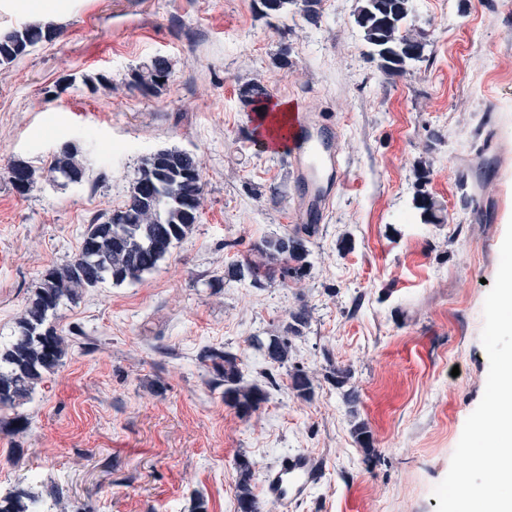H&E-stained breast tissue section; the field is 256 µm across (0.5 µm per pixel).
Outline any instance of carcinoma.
I'll list each match as a JSON object with an SVG mask.
<instances>
[{
    "label": "carcinoma",
    "mask_w": 512,
    "mask_h": 512,
    "mask_svg": "<svg viewBox=\"0 0 512 512\" xmlns=\"http://www.w3.org/2000/svg\"><path fill=\"white\" fill-rule=\"evenodd\" d=\"M297 2L302 3L308 20L317 21L320 0H266L261 12L265 16H278ZM410 12L411 0H358L355 23L370 48L372 59L387 75H403L412 63L423 57L425 35L409 29ZM58 35L59 29L51 22L0 30V65L17 61L37 44ZM170 74L168 60L157 56L138 68L135 83L143 90L156 91L165 85ZM239 95L256 116L264 118L258 112L265 107L269 96L264 86L248 83L240 88ZM80 153V145L66 143L48 168L51 181L65 185L73 177H85ZM8 169L11 185L17 192L25 193L35 180L36 169L21 160L11 162ZM202 192L200 167L191 154L165 149L144 160L124 206L87 228L84 239L92 243L91 257L83 260L77 256L65 267L47 271L28 299L24 316L17 324V335L10 344L0 347V410L21 404L48 374L62 365L67 343L49 321L59 307L73 300L80 291L96 288L108 279L114 285H121L138 281L155 269L197 222ZM416 208L426 223L445 221L443 208L426 192L416 200ZM309 234L311 231L302 227L291 235L264 238L254 248L257 259L233 264L225 270V275L239 280L248 277L255 285L275 276L282 280L301 278L307 272L306 236ZM307 323V312L302 309L291 315V322L284 326V335L259 342L271 363L282 365L288 361L290 337L301 335ZM202 359L212 362L218 384L224 386L227 405L246 415L266 400V394L258 386L241 384L240 360L236 355L208 349ZM291 385L297 396L311 398L313 384L302 370L292 375ZM241 460L244 466L237 469L236 481L239 512H257L251 485L252 465L244 456ZM61 494L55 484L44 486L40 492L16 487L0 494V512H44L43 505L49 500L59 502Z\"/></svg>",
    "instance_id": "obj_1"
}]
</instances>
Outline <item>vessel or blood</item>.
<instances>
[{"label":"vessel or blood","instance_id":"1","mask_svg":"<svg viewBox=\"0 0 512 512\" xmlns=\"http://www.w3.org/2000/svg\"><path fill=\"white\" fill-rule=\"evenodd\" d=\"M274 138L286 154L296 184L304 194L317 198L315 207L294 211L295 223H322L333 197V187L341 175V152L336 125L326 119L314 120L299 105H289L274 123ZM322 464L308 455L284 457L264 475L267 496L288 505L302 499L310 486L320 478Z\"/></svg>","mask_w":512,"mask_h":512}]
</instances>
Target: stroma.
<instances>
[{"mask_svg":"<svg viewBox=\"0 0 512 512\" xmlns=\"http://www.w3.org/2000/svg\"><path fill=\"white\" fill-rule=\"evenodd\" d=\"M356 6L322 0L313 24L294 6L264 16L254 0H0L2 30L35 18L60 29L0 67L1 345L42 275L124 205L144 156L187 151L204 184L197 223L155 270L58 310L66 359L17 411H0L1 491L52 482L69 512H191L198 496L207 512H237L245 456L259 512H436L432 490L484 393L483 304L512 221V0H412L426 47L401 77L370 57ZM157 55L171 78L146 93L133 74ZM250 81L333 119L343 150L307 275L258 286L224 271L293 233L298 194L239 99ZM68 141L87 177L63 187L47 167ZM19 159L40 173L24 194L6 171ZM422 191L444 223L422 221ZM301 309L288 362L270 363L258 341ZM208 347L235 354L244 383L266 391L258 410L225 404L199 358ZM298 368L310 399L291 388ZM297 454L325 469L285 506L263 476Z\"/></svg>","mask_w":512,"mask_h":512,"instance_id":"obj_1","label":"stroma"}]
</instances>
